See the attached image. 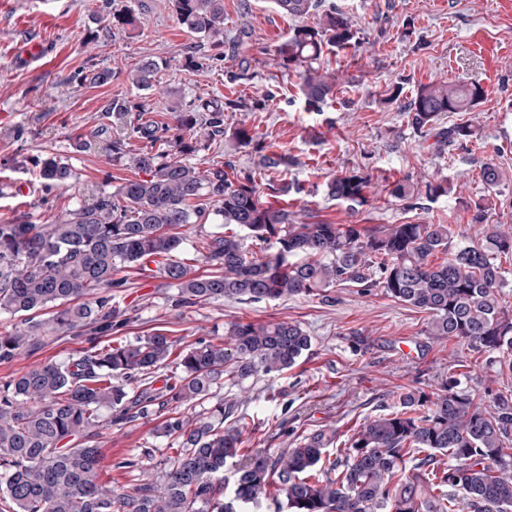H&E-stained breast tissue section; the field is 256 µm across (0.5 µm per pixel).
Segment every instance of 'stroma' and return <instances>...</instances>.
I'll return each mask as SVG.
<instances>
[{
  "label": "stroma",
  "instance_id": "obj_1",
  "mask_svg": "<svg viewBox=\"0 0 512 512\" xmlns=\"http://www.w3.org/2000/svg\"><path fill=\"white\" fill-rule=\"evenodd\" d=\"M134 9L136 28L113 26V13ZM350 20L357 46L327 53L324 70L335 75L333 95L320 109L306 105L295 72L280 65L279 48L298 25L316 26L330 10ZM247 35L243 57L225 55L212 68L188 70L189 53L216 54L210 39L188 31L170 0H0V224L26 220L53 224L99 190H112L133 177L128 165L112 160V140L135 142L137 124H173L178 110L196 99L224 103V133L196 164L230 162L252 170L260 183L286 180L288 209L297 222L325 224H446L449 250L475 237L474 201L488 198L489 221L512 231V6L504 0H321L309 15H281L272 0H224V41ZM488 45L471 51L472 40ZM39 43L38 59L25 62L20 50ZM157 61L160 87L144 91L129 74L142 59ZM251 76L230 81L240 59ZM112 72L109 84L83 82L91 69ZM476 81L484 96L471 110L440 117L438 129L464 123L476 138L438 148L435 131L411 128L405 107L420 86ZM397 102H388L393 89ZM143 102L142 112H107L114 98ZM247 127L256 139L295 158L287 172L259 168L252 148H234L233 131ZM53 157L74 173L68 187L50 189L39 164ZM501 181L487 191L485 164ZM359 170L370 178L360 205L334 200L326 184ZM447 181V195L430 198L425 183ZM417 185L412 195H393L395 182ZM179 253L195 273L209 272L200 241L223 235L219 221L181 229ZM126 287L112 298L127 310L115 340H135L155 328L168 330L178 347L217 341L230 324L296 322L312 338L309 351L277 376L260 375L243 385L225 384L197 405L238 402L245 445L276 453L318 429L336 432L343 448L365 419L392 410L402 389L436 392L453 372L482 402L512 390V374L496 375L491 353L451 338L435 342L425 334L429 316L389 298L383 288L363 290L344 283L334 302L291 296L243 304L218 301L191 308L174 304L175 288L153 271H122ZM87 333L43 336L9 362H0V382L48 361L63 362L88 347ZM103 480L126 492L142 473L169 456L171 441L159 436L154 418L103 428Z\"/></svg>",
  "mask_w": 512,
  "mask_h": 512
}]
</instances>
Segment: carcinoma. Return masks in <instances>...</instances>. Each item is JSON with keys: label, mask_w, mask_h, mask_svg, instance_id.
Returning <instances> with one entry per match:
<instances>
[{"label": "carcinoma", "mask_w": 512, "mask_h": 512, "mask_svg": "<svg viewBox=\"0 0 512 512\" xmlns=\"http://www.w3.org/2000/svg\"><path fill=\"white\" fill-rule=\"evenodd\" d=\"M273 3L290 17L317 7V0ZM172 7L187 30L224 45V0H172ZM356 42V31L334 10L319 28L292 29L280 48L281 65L297 72L306 102L323 103L335 87L318 74L324 49ZM159 69L154 60L139 62L133 85L155 89ZM483 95L475 82L423 85L405 106L408 122L429 131L442 114L466 111ZM106 111L143 112L145 106L115 98ZM202 112L210 113L208 121L200 119ZM173 129L176 152L155 148ZM134 133L143 146L131 153L125 139L114 138L112 158L128 157L138 176L54 224H0V314L51 311L46 322L0 332V361L12 360L46 332L88 328L93 334V345L66 361L24 371L0 387V491L11 512H246L270 496L285 503L286 512H512V393L485 405L452 374L431 395L400 393L399 409L363 423L332 460L323 458L336 438L327 429L275 455L261 448L243 453L238 425H224L235 404L219 402L211 418L181 411L226 380L240 386L293 366L312 345L300 324L235 322L219 342L179 351V382L158 388V371L174 355L166 331L94 344L126 322V309L112 303L110 291L123 286L115 275L127 267L147 271L152 262L182 307L300 295L331 303L332 288L341 282L366 291L380 286L388 297L430 315L431 339L477 343L498 354L497 373H511L512 315L500 304L499 288L500 258L512 256V233L488 224V206L474 204L473 221L482 225L478 242L436 264L433 257L448 252L452 237L446 224H297L293 212L266 199L287 194L288 186L269 182L264 190L230 163L193 164L191 158L224 133V107L217 102L190 103L173 128L143 122ZM233 139L252 148L266 170L286 171L293 163L245 127L235 129ZM39 177L49 188H63L73 174L50 157ZM369 182L363 172H345L327 183V195L362 204ZM212 215L221 218L224 235L202 241L213 271L196 275L177 259L183 238L175 229L205 224ZM243 230L265 244L261 252L246 247ZM136 377L133 388L129 381ZM104 409L111 411L107 420ZM152 416L180 451L159 461L160 472L119 493L102 480L100 451L91 439L105 426ZM411 449L445 451L448 467L435 468L427 458L408 470L404 457ZM231 461L229 488L224 468Z\"/></svg>", "instance_id": "obj_1"}]
</instances>
